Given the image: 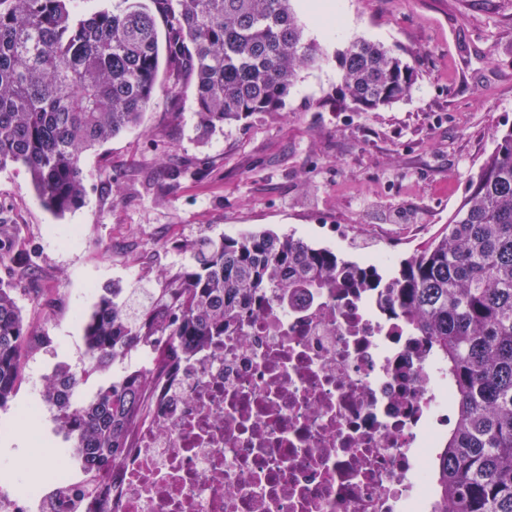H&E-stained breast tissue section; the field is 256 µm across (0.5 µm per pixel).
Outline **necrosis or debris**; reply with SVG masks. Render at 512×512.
Returning <instances> with one entry per match:
<instances>
[{"label": "necrosis or debris", "mask_w": 512, "mask_h": 512, "mask_svg": "<svg viewBox=\"0 0 512 512\" xmlns=\"http://www.w3.org/2000/svg\"><path fill=\"white\" fill-rule=\"evenodd\" d=\"M382 289L270 296L196 350L98 481L105 512H431L448 433L447 364ZM26 494L0 472V512H69L64 463Z\"/></svg>", "instance_id": "necrosis-or-debris-1"}]
</instances>
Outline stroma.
Here are the masks:
<instances>
[{
  "mask_svg": "<svg viewBox=\"0 0 512 512\" xmlns=\"http://www.w3.org/2000/svg\"><path fill=\"white\" fill-rule=\"evenodd\" d=\"M341 36L319 34L304 0L292 8L325 61L299 72L276 114L200 137L192 84L157 97L139 126L85 153L87 191L56 216L25 170H0V222L15 225V261L0 282L18 287L30 338L15 397L0 409V469L18 483L42 479L29 457L71 459L53 414L40 420L43 447L12 428L23 408L42 405L43 379L57 364L87 374L75 402L130 367L88 371L84 326L100 294L149 295L187 262L184 245L203 235L293 232L351 260L381 250L400 260L428 240L458 206L467 180L494 148L495 127L512 125V0H341ZM365 39L400 50L418 73L392 106L354 112L336 100V56ZM402 210L406 222L380 219Z\"/></svg>",
  "mask_w": 512,
  "mask_h": 512,
  "instance_id": "35a3bbf8",
  "label": "stroma"
}]
</instances>
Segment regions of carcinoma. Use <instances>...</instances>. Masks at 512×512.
<instances>
[{
    "label": "carcinoma",
    "instance_id": "obj_1",
    "mask_svg": "<svg viewBox=\"0 0 512 512\" xmlns=\"http://www.w3.org/2000/svg\"><path fill=\"white\" fill-rule=\"evenodd\" d=\"M169 92L193 82L197 129L278 112L300 71L322 60L303 38L292 0H119L79 14L71 0H0V169L23 168L57 215L81 206L82 157L140 124L155 101L159 25ZM339 98L373 112L410 93L414 66L392 48L358 40L336 56ZM469 179L448 223L399 265L346 260L293 233L203 236L190 263L129 316L114 289L85 324L91 368L139 349L154 366L126 373L76 405L83 373L58 365L44 397L73 442L90 484L127 448L143 389L189 352L240 322L242 303L276 291L389 288L387 304L409 333L448 363L454 419L433 461L432 512H512V126ZM16 239L0 224V263ZM15 288L0 283V408L18 386L27 330Z\"/></svg>",
    "mask_w": 512,
    "mask_h": 512
}]
</instances>
